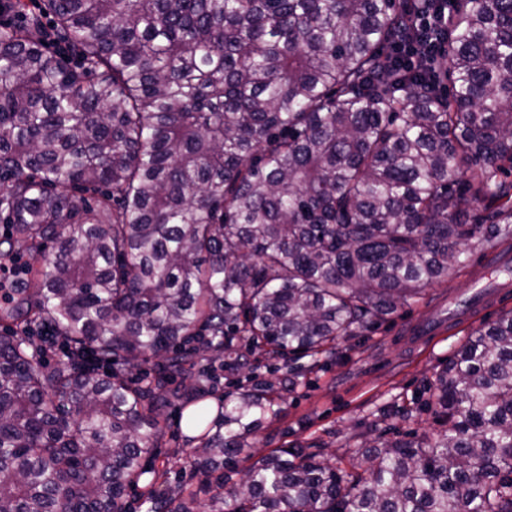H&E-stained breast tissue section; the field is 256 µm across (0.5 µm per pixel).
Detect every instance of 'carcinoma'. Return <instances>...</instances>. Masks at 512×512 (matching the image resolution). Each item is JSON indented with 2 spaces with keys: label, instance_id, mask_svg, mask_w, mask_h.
Returning a JSON list of instances; mask_svg holds the SVG:
<instances>
[{
  "label": "carcinoma",
  "instance_id": "cac0c4a2",
  "mask_svg": "<svg viewBox=\"0 0 512 512\" xmlns=\"http://www.w3.org/2000/svg\"><path fill=\"white\" fill-rule=\"evenodd\" d=\"M428 0H8L0 21V512H512V311L435 374L432 438L225 472L275 385L190 418L198 490L148 466L176 378L317 359L512 248V0L448 3L442 64L391 49ZM69 45L71 63L49 48ZM55 250L42 258L46 247ZM50 331L66 360L28 335ZM151 374L133 384L132 370Z\"/></svg>",
  "mask_w": 512,
  "mask_h": 512
}]
</instances>
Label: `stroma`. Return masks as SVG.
Masks as SVG:
<instances>
[{
    "label": "stroma",
    "instance_id": "stroma-1",
    "mask_svg": "<svg viewBox=\"0 0 512 512\" xmlns=\"http://www.w3.org/2000/svg\"><path fill=\"white\" fill-rule=\"evenodd\" d=\"M479 273L476 267L464 269L427 289L386 323L340 344L324 368L307 371V359H299L306 372L292 391L282 392L280 416L259 431L260 450L303 447L332 461L372 427L387 438L397 431L432 435L436 426L420 406L430 381L467 333L500 311L512 309V299L483 307L479 317L439 329L425 340L414 335L413 327L446 317L449 301L471 296L483 287ZM183 411L179 402L167 408L165 454L154 465L167 470L170 487L193 489L200 477L185 458Z\"/></svg>",
    "mask_w": 512,
    "mask_h": 512
}]
</instances>
